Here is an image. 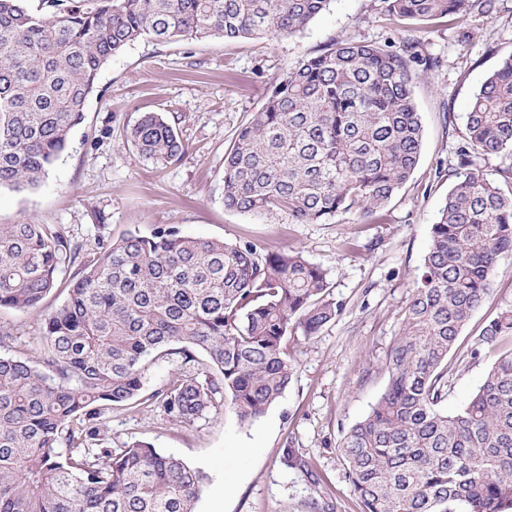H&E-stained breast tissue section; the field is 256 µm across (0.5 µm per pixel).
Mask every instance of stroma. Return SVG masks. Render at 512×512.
<instances>
[{
  "label": "stroma",
  "instance_id": "35a3bbf8",
  "mask_svg": "<svg viewBox=\"0 0 512 512\" xmlns=\"http://www.w3.org/2000/svg\"><path fill=\"white\" fill-rule=\"evenodd\" d=\"M383 0H331L301 32L227 41L141 39L107 63L90 98L85 120L41 186L0 188V224L61 225L83 239L103 216L101 235H151L176 227L192 237L252 242L258 252L294 245L328 273L329 292L344 313L316 336L286 343L296 374L259 418L241 421L225 407L184 425L140 406L116 410L107 421L116 448L145 439L165 454L202 471L196 512H313L312 502L332 512H361L338 451L344 432L363 418L388 380L385 358L397 336L430 240L446 202L455 150L465 133L470 100L499 61L512 54V0L497 11L472 13L465 24L439 21L423 34L424 48L439 65L413 78L423 125L420 161L392 197L388 219L366 224L342 213L320 224H292L287 216L258 219L224 206V155L240 128L261 110L273 84L331 39L384 43L399 30ZM160 112L178 131L185 154L164 167L144 161L125 141L140 113ZM354 241L356 250L345 249ZM50 293L41 310L60 306ZM512 306V258L504 259L493 290L464 327L458 344L474 346L482 327ZM0 310V325L18 335V347L35 348L40 312ZM484 349L479 362L453 366L443 407L456 412L472 397L499 350ZM296 448L311 472L280 461Z\"/></svg>",
  "mask_w": 512,
  "mask_h": 512
}]
</instances>
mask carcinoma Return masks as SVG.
Segmentation results:
<instances>
[{
    "label": "carcinoma",
    "instance_id": "obj_1",
    "mask_svg": "<svg viewBox=\"0 0 512 512\" xmlns=\"http://www.w3.org/2000/svg\"><path fill=\"white\" fill-rule=\"evenodd\" d=\"M329 0H0V187L35 190L85 117L102 68L143 38L248 39L304 30ZM414 31L381 45L333 40L272 88L224 154V206L318 224L385 207L418 165L423 129L413 75L439 60L419 34L461 23L496 0H383ZM146 162L185 153L160 112L126 128ZM512 153V54L470 100L448 172L455 182L431 227L402 328L386 355L388 383L338 450L362 512H512V349L471 399L448 413V355L512 256V166L503 183L477 156ZM71 271L64 302L41 320L43 351L0 354V512H195L204 475L146 441L114 448L106 415L145 405L191 423L227 402L262 416L291 383L285 339L319 333L346 304L302 251L257 253L249 242L191 238L174 228L93 247L53 224H0V308L36 310ZM512 336V309L478 346ZM180 366L145 392L149 362ZM67 452H61V449ZM282 463L312 471L298 450Z\"/></svg>",
    "mask_w": 512,
    "mask_h": 512
}]
</instances>
